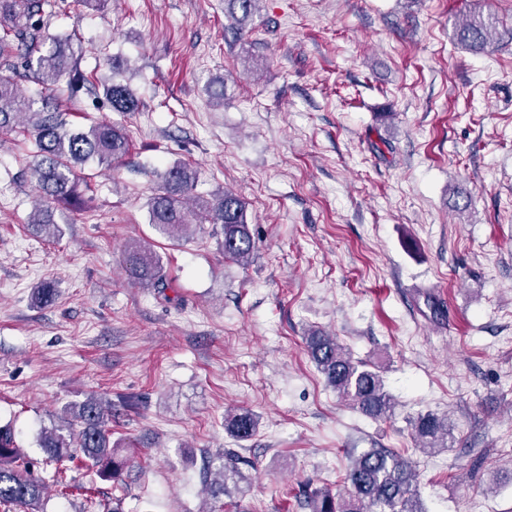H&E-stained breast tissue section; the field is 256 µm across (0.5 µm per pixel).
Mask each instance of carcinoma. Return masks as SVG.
Instances as JSON below:
<instances>
[{
  "mask_svg": "<svg viewBox=\"0 0 512 512\" xmlns=\"http://www.w3.org/2000/svg\"><path fill=\"white\" fill-rule=\"evenodd\" d=\"M259 0H224V13L234 23L238 36L256 12ZM51 0H0V133L23 132L36 147L31 164L38 198L47 206L31 220L32 226L49 239L60 236L58 223L48 206L56 204L72 210L85 204L80 171L88 162L106 168L118 164L128 153L130 142L118 123L99 122L86 130L72 127V113L62 108L60 97L76 99L90 83L78 66V50L73 38L51 32ZM492 39L491 23L470 20L460 25L458 44L479 49ZM35 85L22 92L20 79ZM112 111L122 115L137 112L140 102L130 90L125 71L112 65V76L101 83ZM211 103L224 106V77L206 85ZM198 172L188 163L176 161L159 174V182L148 198L149 223L162 234L177 236L193 225L210 224L219 236L224 256L240 263L249 262L256 241L247 219L246 203L237 195L224 192L208 197L197 191ZM126 268L135 283L163 288L160 257L148 246L127 248ZM58 290L45 282L32 293V302L48 306ZM310 358L329 387L353 407L374 419L391 416L392 396L383 377L370 364L353 359L336 337L314 330L306 336ZM66 424L42 429L40 446L47 460L56 465V483L65 495L66 463L81 456L97 467L98 476L110 480L120 475L126 461L118 457L110 443L108 426L112 410L96 400H86L67 408ZM419 449L435 453L448 449L452 426L448 416L428 413L409 421ZM227 431L239 440L252 438L258 417L243 410L227 419ZM30 462L8 429L0 428V506L19 507L37 512L44 497L43 484L31 477ZM213 495L227 492L228 482H237L240 472L226 463L213 472ZM348 489L335 495L325 489L314 491L309 500L311 512H425L417 493V474L412 462L387 448H368L351 457L346 471Z\"/></svg>",
  "mask_w": 512,
  "mask_h": 512,
  "instance_id": "cac0c4a2",
  "label": "carcinoma"
}]
</instances>
